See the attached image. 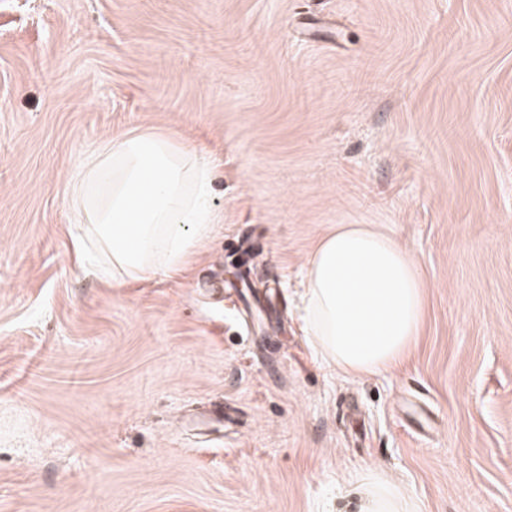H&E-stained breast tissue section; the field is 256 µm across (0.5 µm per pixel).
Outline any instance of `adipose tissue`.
Wrapping results in <instances>:
<instances>
[{
  "label": "adipose tissue",
  "instance_id": "ef3b65f1",
  "mask_svg": "<svg viewBox=\"0 0 512 512\" xmlns=\"http://www.w3.org/2000/svg\"><path fill=\"white\" fill-rule=\"evenodd\" d=\"M202 153L169 134L112 135L79 167L70 229L78 266L101 279L151 280L180 269L222 217ZM306 330L320 355L353 375L388 370L409 350L426 282L406 247L366 224H340L306 264ZM360 512H400V490L378 470L359 473Z\"/></svg>",
  "mask_w": 512,
  "mask_h": 512
}]
</instances>
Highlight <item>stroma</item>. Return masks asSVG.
<instances>
[{
    "label": "stroma",
    "mask_w": 512,
    "mask_h": 512,
    "mask_svg": "<svg viewBox=\"0 0 512 512\" xmlns=\"http://www.w3.org/2000/svg\"><path fill=\"white\" fill-rule=\"evenodd\" d=\"M153 128L214 165L185 266L72 261L71 176ZM336 224L427 284L405 357L322 359ZM512 512V0H0V512ZM358 484L364 488L361 494V510L359 512H416L400 511L399 500L402 498L401 491L389 483L380 471L370 469L360 472Z\"/></svg>",
    "instance_id": "obj_1"
}]
</instances>
